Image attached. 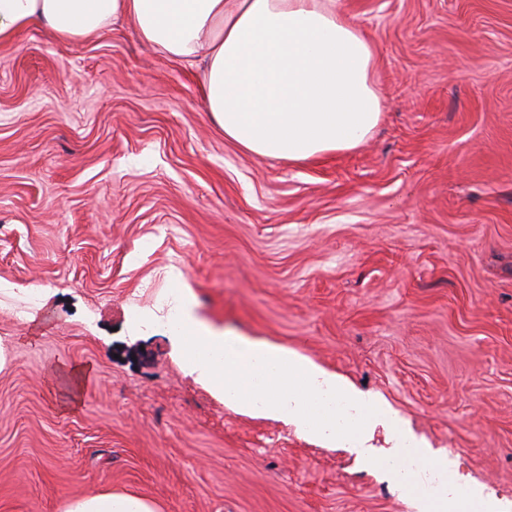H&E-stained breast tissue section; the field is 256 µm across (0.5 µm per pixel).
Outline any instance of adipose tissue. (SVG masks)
I'll return each mask as SVG.
<instances>
[{
    "instance_id": "obj_1",
    "label": "adipose tissue",
    "mask_w": 512,
    "mask_h": 512,
    "mask_svg": "<svg viewBox=\"0 0 512 512\" xmlns=\"http://www.w3.org/2000/svg\"><path fill=\"white\" fill-rule=\"evenodd\" d=\"M169 60L201 65L205 107L226 138L269 159L305 161L361 145L381 102L371 40L343 0H0V42L31 25L90 40L116 20ZM64 512H157L134 493L98 491Z\"/></svg>"
}]
</instances>
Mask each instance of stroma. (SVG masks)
<instances>
[{"label":"stroma","instance_id":"obj_1","mask_svg":"<svg viewBox=\"0 0 512 512\" xmlns=\"http://www.w3.org/2000/svg\"><path fill=\"white\" fill-rule=\"evenodd\" d=\"M346 6L380 120L299 164L225 138L195 68L129 24L0 46V512L98 490L417 512L380 466L186 375L159 326L177 283L214 326L384 398L512 512V0Z\"/></svg>","mask_w":512,"mask_h":512}]
</instances>
